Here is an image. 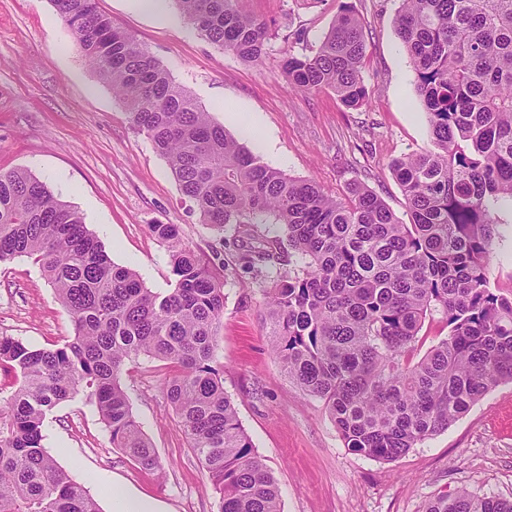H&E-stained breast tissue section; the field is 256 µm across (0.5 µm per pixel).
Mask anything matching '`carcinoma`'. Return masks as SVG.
Instances as JSON below:
<instances>
[{
  "instance_id": "1",
  "label": "carcinoma",
  "mask_w": 512,
  "mask_h": 512,
  "mask_svg": "<svg viewBox=\"0 0 512 512\" xmlns=\"http://www.w3.org/2000/svg\"><path fill=\"white\" fill-rule=\"evenodd\" d=\"M52 2L64 24L79 22L82 56L112 83L204 223L221 233L235 226L222 241L234 265L271 283L272 349L300 390L323 403L344 447L394 461L512 381V298L488 277L499 213L512 211V0H398V36L431 131L429 148L392 164L407 224L361 183L338 198L265 165L114 28L98 0ZM176 2L217 48L248 61L264 54L269 25L238 0ZM365 56L362 23L345 4L318 48L287 55L283 72L295 91L329 89L358 109L369 96ZM270 223L285 226L288 247L253 233ZM149 229L170 247L174 281L164 294L114 265L80 212L43 181L0 171V264L33 259L75 326L60 347L0 336V366L17 382L0 395V512H101L42 444L47 415L80 393L114 447L143 470H163L121 383L142 354L174 367L166 395L219 491V512H280L278 486L214 366L226 280L179 242L177 225ZM292 256L300 269L281 271ZM433 313L448 334L414 363ZM425 512H512V501L461 490Z\"/></svg>"
}]
</instances>
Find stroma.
Instances as JSON below:
<instances>
[{
    "mask_svg": "<svg viewBox=\"0 0 512 512\" xmlns=\"http://www.w3.org/2000/svg\"><path fill=\"white\" fill-rule=\"evenodd\" d=\"M364 25L366 106L346 109L329 90H291L285 53L319 46L342 2ZM265 20L262 58L242 60L209 43L165 0L167 21L99 0L115 28L133 35L184 85L226 133L245 139L267 166L344 195L359 182L398 218L406 205L391 165L427 148L428 116L395 31L396 0H239ZM237 118L225 120L227 104ZM0 170H25L74 206L113 263L162 293L174 280L165 243L149 231L174 224L183 244L205 256L232 238L204 224L180 192L166 160L133 127L128 111L79 53L51 0H0ZM489 268L491 287L512 297V213L501 214ZM215 364L243 429L280 492L281 512H424L429 500L466 489L512 500V382L500 383L468 412L398 460L378 461L345 448L322 403L288 379L268 336L263 286L230 271ZM74 327L38 264L18 257L0 266V336L34 347L71 340ZM172 371L139 356L122 384L162 474L141 470L114 448L84 395L45 421L43 444L82 483L102 512L112 485L155 500L161 512H218L219 495L202 469L166 396Z\"/></svg>",
    "mask_w": 512,
    "mask_h": 512,
    "instance_id": "1",
    "label": "stroma"
}]
</instances>
